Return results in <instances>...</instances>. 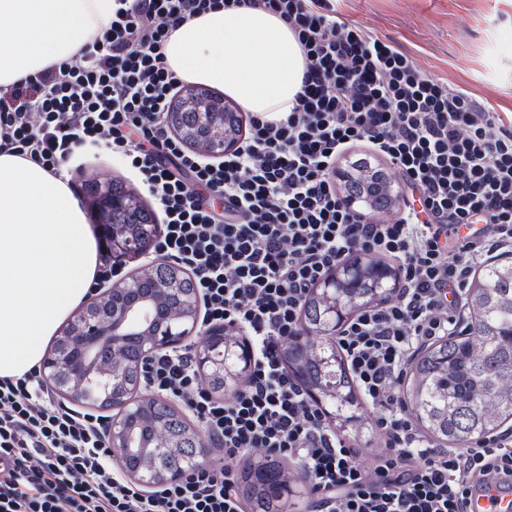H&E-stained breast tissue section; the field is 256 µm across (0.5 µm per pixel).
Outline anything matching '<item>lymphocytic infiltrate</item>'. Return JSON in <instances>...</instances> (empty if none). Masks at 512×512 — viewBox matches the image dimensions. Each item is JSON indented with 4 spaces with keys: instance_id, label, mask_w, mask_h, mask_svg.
I'll return each instance as SVG.
<instances>
[{
    "instance_id": "obj_1",
    "label": "lymphocytic infiltrate",
    "mask_w": 512,
    "mask_h": 512,
    "mask_svg": "<svg viewBox=\"0 0 512 512\" xmlns=\"http://www.w3.org/2000/svg\"><path fill=\"white\" fill-rule=\"evenodd\" d=\"M340 0H114L112 21L72 59L0 95V148L51 171L77 151L121 157L161 216L153 251L189 272L201 329L245 334L243 382L214 393L190 347L142 369L224 454L145 492L112 458L105 415L55 402L40 370L0 378V512H244L233 460L293 465L316 512H470L472 489L512 486V429L464 448L431 443L401 386L423 348L456 335L477 265L512 255V116L427 75L350 21ZM277 15L303 53L292 109L247 113L234 149L186 150L167 114L182 88L164 52L184 21L218 7ZM364 146L407 190L357 212L336 163ZM389 261L394 297L357 312L335 341L375 414L373 465L329 426L286 366L308 293L348 257Z\"/></svg>"
}]
</instances>
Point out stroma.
<instances>
[{"mask_svg":"<svg viewBox=\"0 0 512 512\" xmlns=\"http://www.w3.org/2000/svg\"><path fill=\"white\" fill-rule=\"evenodd\" d=\"M351 21L413 54L431 76L466 88L487 108L512 113V0H342ZM68 173L88 224L93 184L136 191L134 173L108 151L78 153Z\"/></svg>","mask_w":512,"mask_h":512,"instance_id":"obj_1","label":"stroma"}]
</instances>
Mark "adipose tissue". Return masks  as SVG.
<instances>
[{"mask_svg":"<svg viewBox=\"0 0 512 512\" xmlns=\"http://www.w3.org/2000/svg\"><path fill=\"white\" fill-rule=\"evenodd\" d=\"M112 20V0H0V95L70 59ZM165 53L185 82L215 87L266 119L289 111L303 59L275 15L220 9L183 23ZM100 253L66 170L0 148V377L39 364L84 299Z\"/></svg>","mask_w":512,"mask_h":512,"instance_id":"adipose-tissue-1","label":"adipose tissue"}]
</instances>
